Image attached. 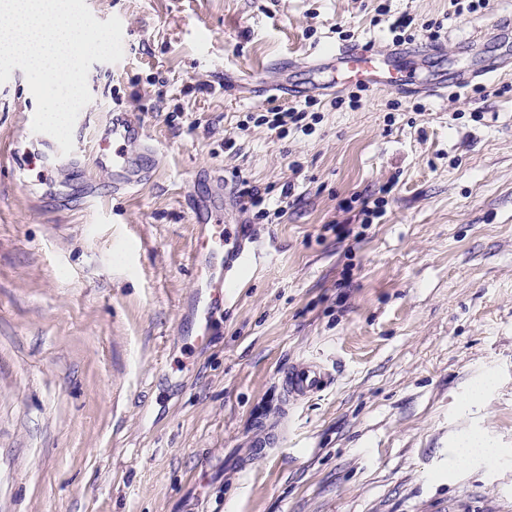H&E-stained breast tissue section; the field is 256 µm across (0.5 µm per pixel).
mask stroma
Wrapping results in <instances>:
<instances>
[{
	"label": "stroma",
	"mask_w": 512,
	"mask_h": 512,
	"mask_svg": "<svg viewBox=\"0 0 512 512\" xmlns=\"http://www.w3.org/2000/svg\"><path fill=\"white\" fill-rule=\"evenodd\" d=\"M119 17L124 57L92 63L74 151L95 186L35 161L0 171V512H512V74L442 98L348 89L293 100L318 119L277 133L254 86L309 80L336 45L391 46L440 26L430 74L476 68L512 0H85ZM158 151L113 196L93 164L112 108ZM36 101L0 84V144ZM235 140L226 149V140ZM258 188L281 217L258 218ZM385 215L361 201L385 184ZM259 258L195 339L190 198ZM334 385L287 406L281 371ZM488 466L456 461L469 437Z\"/></svg>",
	"instance_id": "obj_1"
}]
</instances>
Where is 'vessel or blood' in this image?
Instances as JSON below:
<instances>
[{
  "instance_id": "b4317fda",
  "label": "vessel or blood",
  "mask_w": 512,
  "mask_h": 512,
  "mask_svg": "<svg viewBox=\"0 0 512 512\" xmlns=\"http://www.w3.org/2000/svg\"><path fill=\"white\" fill-rule=\"evenodd\" d=\"M437 45L418 47L398 45L378 50L368 42H353L336 45L325 51L323 57L312 69L320 74H342L344 84L362 85L374 89H395L406 95L422 93L430 97L446 95L448 91H462L470 86L485 82L492 77L507 74L512 62L491 57L476 69H454L447 77L429 81H410L397 78L396 71L402 60L414 59L417 66H425L427 60L440 53ZM29 143L40 150L41 157L61 166L73 165L76 154L61 155L57 142L41 133H29ZM101 142L112 145V189L114 192H130L150 176L157 163L156 153L151 145L146 127L138 114L133 112L113 113L100 133ZM196 222L202 228L203 236L212 238L216 247H223V224L214 217L206 202L194 204ZM201 286L207 292L206 300L196 302V334L208 339L211 334V308L213 304L234 296L241 286L240 280L220 278L212 280L210 271L214 258L195 252ZM335 377L328 366L312 359L297 360L285 368L280 377L284 397L292 403H300L318 394L334 383Z\"/></svg>"
}]
</instances>
